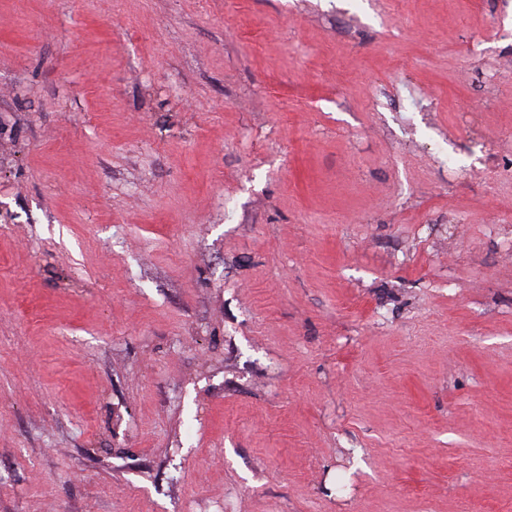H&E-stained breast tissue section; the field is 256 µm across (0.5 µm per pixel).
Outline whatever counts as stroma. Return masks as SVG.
<instances>
[{"label": "stroma", "instance_id": "35a3bbf8", "mask_svg": "<svg viewBox=\"0 0 512 512\" xmlns=\"http://www.w3.org/2000/svg\"><path fill=\"white\" fill-rule=\"evenodd\" d=\"M0 512H512V0H0Z\"/></svg>", "mask_w": 512, "mask_h": 512}]
</instances>
